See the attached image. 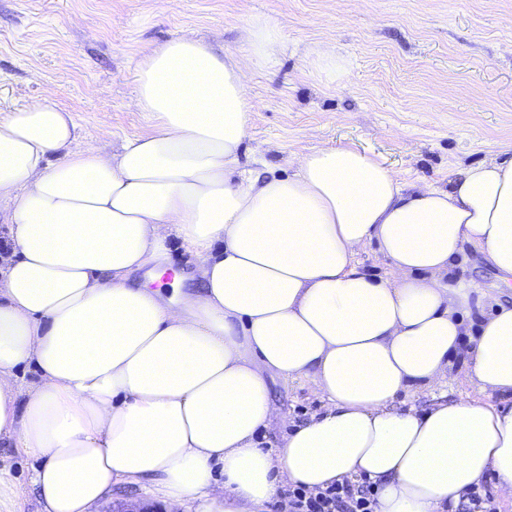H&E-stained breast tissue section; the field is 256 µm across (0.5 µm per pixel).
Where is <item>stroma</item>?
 Returning <instances> with one entry per match:
<instances>
[{
  "label": "stroma",
  "instance_id": "1",
  "mask_svg": "<svg viewBox=\"0 0 512 512\" xmlns=\"http://www.w3.org/2000/svg\"><path fill=\"white\" fill-rule=\"evenodd\" d=\"M267 18L288 48L248 75L247 148L273 171L296 156L352 146L412 184L447 186L450 171L512 148V0H0V111L47 97L71 112L78 148L108 153L149 123L133 104L134 70L174 36L244 57L245 29ZM344 60L336 81L315 62ZM452 279L473 283L470 316L512 303V287L465 247ZM284 424L321 410L310 380L271 383Z\"/></svg>",
  "mask_w": 512,
  "mask_h": 512
}]
</instances>
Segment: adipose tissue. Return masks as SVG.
Wrapping results in <instances>:
<instances>
[{
	"label": "adipose tissue",
	"mask_w": 512,
	"mask_h": 512,
	"mask_svg": "<svg viewBox=\"0 0 512 512\" xmlns=\"http://www.w3.org/2000/svg\"><path fill=\"white\" fill-rule=\"evenodd\" d=\"M247 43L242 60L182 36L153 48L134 71L151 130L115 154L77 148L46 99L0 114V447L34 462L25 483L0 467V512L32 491L41 512H93L120 482L167 512H272L286 484L360 477L375 512H454L490 474L512 494V408L439 395L462 351L479 392L512 397V305L471 325L470 283L448 280L468 245L512 276V150L444 188L350 146L275 173L244 158L246 72L282 34L257 20ZM172 236L199 261L176 299L152 271ZM371 243L388 276L359 261ZM274 376L325 404L264 448ZM413 386L427 409L397 406Z\"/></svg>",
	"instance_id": "adipose-tissue-1"
}]
</instances>
